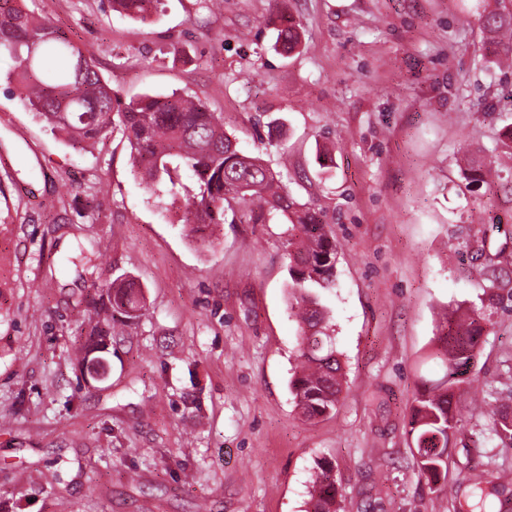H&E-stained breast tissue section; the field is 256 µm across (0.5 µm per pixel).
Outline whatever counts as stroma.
Segmentation results:
<instances>
[{
    "mask_svg": "<svg viewBox=\"0 0 512 512\" xmlns=\"http://www.w3.org/2000/svg\"><path fill=\"white\" fill-rule=\"evenodd\" d=\"M26 5L123 101L195 94L242 151L287 164L336 237L321 301L348 387L334 415L294 407L287 225L188 237L120 131L70 147L11 95L0 54V512H304L323 461L340 512H433L406 435L420 375L440 371L423 358L439 318L485 291L467 243L506 248L512 274V66L494 67L502 49L478 21L496 0H164L148 24L107 0ZM476 155L497 175L474 185ZM79 253L91 268L63 271ZM123 274L147 307L89 384L71 343L89 297ZM470 371L448 449L462 501L472 472H512L490 431L512 397V308L494 311Z\"/></svg>",
    "mask_w": 512,
    "mask_h": 512,
    "instance_id": "obj_1",
    "label": "stroma"
}]
</instances>
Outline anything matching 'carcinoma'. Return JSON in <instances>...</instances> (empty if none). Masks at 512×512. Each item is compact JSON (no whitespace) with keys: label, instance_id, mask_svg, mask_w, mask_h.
<instances>
[{"label":"carcinoma","instance_id":"carcinoma-1","mask_svg":"<svg viewBox=\"0 0 512 512\" xmlns=\"http://www.w3.org/2000/svg\"><path fill=\"white\" fill-rule=\"evenodd\" d=\"M112 9L145 21L157 12L162 0H108ZM486 32L512 37V0H500L495 10L480 15ZM277 41L293 51L299 41L294 23L286 18ZM16 61L8 80L10 92L20 98L51 130L67 135L72 145H88L119 128L131 150L134 172L155 193L164 186L182 196L184 226L206 240V230L222 224L227 214L239 222L257 224L281 216L288 224L290 294L297 307L301 370L294 373L290 389L298 413L307 420L326 416L341 401L346 373L331 336L329 311L319 290L335 286L337 244L330 225L318 213L299 204L283 181L259 156L241 152L235 139L224 131L222 116L196 96L173 92L146 94L122 102L104 82L94 59L86 57L65 34L44 25L19 0L0 3V53ZM196 178L195 187L179 191L176 178L182 167ZM251 200L258 209L238 213ZM485 266L488 292L481 306L443 317L436 326V342L427 359L441 367L413 396L407 434L416 455L420 475L435 498L450 495L446 475L448 448L456 430L458 394L470 380L464 378L475 357L480 339L491 321L492 309L512 303V279L502 274L498 259ZM95 323L81 346L79 366L100 358L107 341L118 335L115 317L128 324L145 307L142 286L133 278L119 276L106 293L90 299ZM501 419L494 435L512 443V406H500ZM477 501L456 512H486L488 498L506 490L502 484L484 486L473 479ZM333 467L324 464L312 482L307 512H337Z\"/></svg>","mask_w":512,"mask_h":512}]
</instances>
